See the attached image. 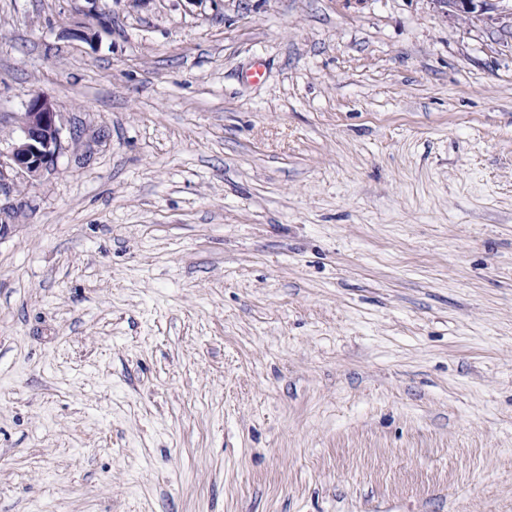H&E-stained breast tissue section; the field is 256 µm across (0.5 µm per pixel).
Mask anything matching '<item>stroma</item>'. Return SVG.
Here are the masks:
<instances>
[{"label":"stroma","mask_w":512,"mask_h":512,"mask_svg":"<svg viewBox=\"0 0 512 512\" xmlns=\"http://www.w3.org/2000/svg\"><path fill=\"white\" fill-rule=\"evenodd\" d=\"M35 94L0 512H512V0H0ZM487 1L490 0H434L437 5L448 8L446 13L454 21L471 22L478 19L487 10ZM20 136L10 146L12 167L37 177L62 148V127L51 100L35 94L20 118Z\"/></svg>","instance_id":"35a3bbf8"}]
</instances>
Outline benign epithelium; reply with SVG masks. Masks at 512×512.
<instances>
[{
    "mask_svg": "<svg viewBox=\"0 0 512 512\" xmlns=\"http://www.w3.org/2000/svg\"><path fill=\"white\" fill-rule=\"evenodd\" d=\"M448 16L471 22L487 11V0H434ZM59 113L51 100L35 94L20 118V136L10 146L12 167L36 177L48 168L62 148Z\"/></svg>",
    "mask_w": 512,
    "mask_h": 512,
    "instance_id": "benign-epithelium-1",
    "label": "benign epithelium"
}]
</instances>
